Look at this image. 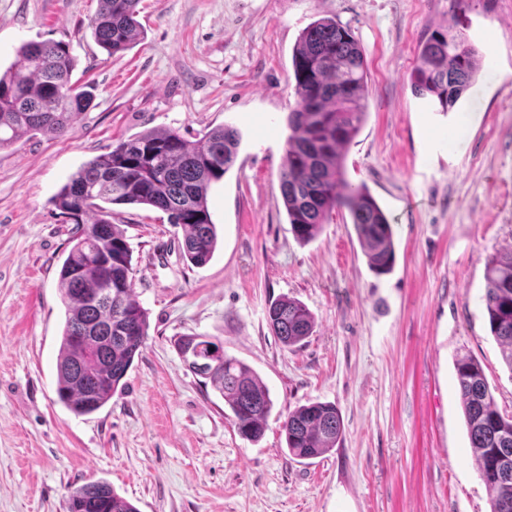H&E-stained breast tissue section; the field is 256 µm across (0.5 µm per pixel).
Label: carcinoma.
Instances as JSON below:
<instances>
[{
	"mask_svg": "<svg viewBox=\"0 0 512 512\" xmlns=\"http://www.w3.org/2000/svg\"><path fill=\"white\" fill-rule=\"evenodd\" d=\"M88 28L108 56L128 50L140 35V0H98ZM411 73L417 95L449 112L475 81L479 61L466 35L448 26L420 45ZM76 60L69 44L30 41L17 61L0 72V149L33 135H64L94 100L72 83ZM296 107L288 113L282 205L295 239L314 240L334 211H348L369 269L388 274L395 264L393 228L366 184L346 179V151L367 116V72L352 29L321 17L300 33L292 51ZM241 141L225 124L198 142L175 130H150L118 143L71 176L52 198L74 224L72 247L59 272L65 322L57 359L56 393L77 415L104 407L148 336L146 309L134 291L132 250L126 232L112 223V206L145 205L163 211L184 229L182 251L195 266L212 259L216 225L208 206L212 183L234 166ZM482 296L491 335L512 370V248L485 268ZM274 335L287 348L313 333L315 317L299 300L281 297L267 309ZM214 342L182 336L178 352L207 360ZM460 406L491 512H512V415L500 412L480 363L464 356L455 365ZM200 376L228 405L238 433L255 442L264 433L273 400L247 364L231 357L210 362ZM343 419L330 402L314 401L288 411L282 424L286 447L298 459L321 457L336 447ZM68 512H136L103 481L71 492Z\"/></svg>",
	"mask_w": 512,
	"mask_h": 512,
	"instance_id": "1",
	"label": "carcinoma"
}]
</instances>
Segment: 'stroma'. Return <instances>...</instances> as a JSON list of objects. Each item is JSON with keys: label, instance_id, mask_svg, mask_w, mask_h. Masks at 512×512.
Here are the masks:
<instances>
[{"label": "stroma", "instance_id": "obj_1", "mask_svg": "<svg viewBox=\"0 0 512 512\" xmlns=\"http://www.w3.org/2000/svg\"><path fill=\"white\" fill-rule=\"evenodd\" d=\"M98 0H0V69L28 41L69 43L72 78L95 99L57 138L0 150V512H67L104 481L138 512H490L462 415L455 362L478 360L499 410L512 373L491 336L485 267L512 247V0H141L142 34L108 57L88 22ZM329 16L354 31L368 68L366 121L346 177L393 222L396 261L372 273L347 213L298 242L280 178L295 107L292 48ZM458 20L480 70L454 111L416 96L420 41ZM230 124L235 165L212 184L218 244L190 265L182 228L144 205H116L149 336L100 410L56 394L65 321L59 271L72 225L52 204L81 166L152 129L191 141ZM288 296L316 319L286 348L267 307ZM200 335L250 366L274 406L259 441L242 438L210 382L175 342ZM336 405L344 431L326 455L286 448L288 411Z\"/></svg>", "mask_w": 512, "mask_h": 512}]
</instances>
